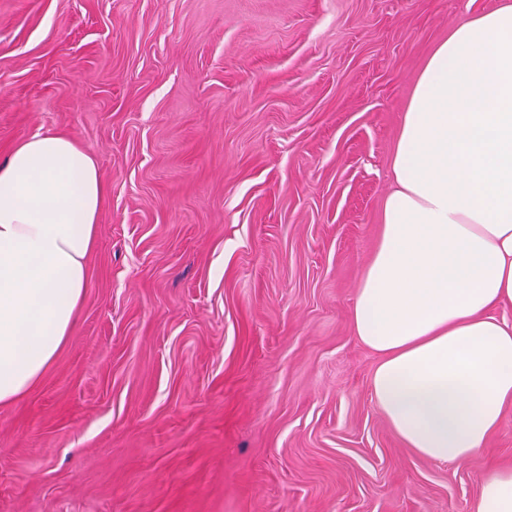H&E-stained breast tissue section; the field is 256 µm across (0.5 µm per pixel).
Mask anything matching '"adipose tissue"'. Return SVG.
<instances>
[{"label":"adipose tissue","mask_w":512,"mask_h":512,"mask_svg":"<svg viewBox=\"0 0 512 512\" xmlns=\"http://www.w3.org/2000/svg\"><path fill=\"white\" fill-rule=\"evenodd\" d=\"M374 253L351 311L377 352L373 398L399 438L469 462L512 406V0L454 24L402 116ZM105 181L72 138L37 133L0 162V405L69 336ZM476 512H512V468L485 472Z\"/></svg>","instance_id":"adipose-tissue-1"}]
</instances>
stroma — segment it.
<instances>
[{
  "mask_svg": "<svg viewBox=\"0 0 512 512\" xmlns=\"http://www.w3.org/2000/svg\"><path fill=\"white\" fill-rule=\"evenodd\" d=\"M499 0H0V160L106 196L77 322L0 406V512H475L378 409L351 310L420 69Z\"/></svg>",
  "mask_w": 512,
  "mask_h": 512,
  "instance_id": "1",
  "label": "stroma"
}]
</instances>
